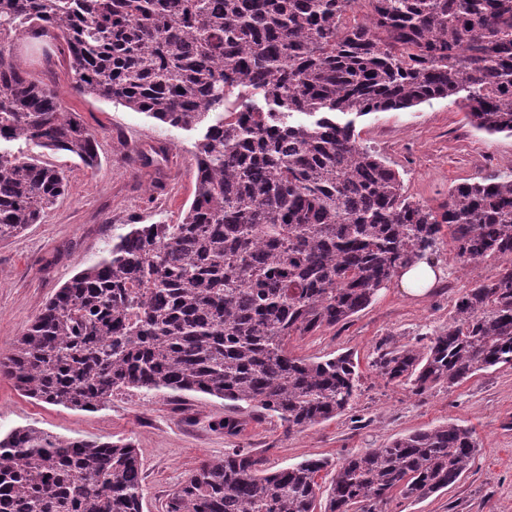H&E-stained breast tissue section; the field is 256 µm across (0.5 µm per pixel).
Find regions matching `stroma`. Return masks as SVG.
<instances>
[{"instance_id": "obj_1", "label": "stroma", "mask_w": 512, "mask_h": 512, "mask_svg": "<svg viewBox=\"0 0 512 512\" xmlns=\"http://www.w3.org/2000/svg\"><path fill=\"white\" fill-rule=\"evenodd\" d=\"M19 55L66 111L96 133L100 163L90 168L66 153H45V161L65 170L68 191L41 223L0 242V359L11 355L55 290L96 260L126 225L175 223L192 201L196 180L187 132L78 93L68 64L55 52L43 56L41 42L20 43ZM355 132L361 145L401 173L407 195L431 205L458 183L512 170V136L476 130L448 98L356 118ZM435 258L448 275L429 295L411 298L392 283L347 324L291 338L288 350L301 358L352 353L360 387L340 416L288 434L279 420H257L243 409L242 429L231 437L222 427L223 400L209 395L168 399L124 392L89 412L37 401L0 377V434L33 426L61 438L133 442L142 463L144 512H165L172 493L203 461L232 448L251 450L272 470L328 458L330 468L316 476L325 489L343 455L455 422L473 428L480 443L472 471L426 500L394 498L389 512H512V429L505 427L512 422V366L423 395L386 382L371 367L379 345L413 344L447 325L459 295L500 269L495 260L460 267L444 244Z\"/></svg>"}]
</instances>
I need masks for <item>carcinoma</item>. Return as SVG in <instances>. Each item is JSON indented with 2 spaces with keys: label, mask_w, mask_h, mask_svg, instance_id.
Returning <instances> with one entry per match:
<instances>
[{
  "label": "carcinoma",
  "mask_w": 512,
  "mask_h": 512,
  "mask_svg": "<svg viewBox=\"0 0 512 512\" xmlns=\"http://www.w3.org/2000/svg\"><path fill=\"white\" fill-rule=\"evenodd\" d=\"M0 0V144L99 163L94 132L32 80L15 47L50 38L81 92L196 130L192 202L175 224H130L46 303L0 360L26 396L93 411L117 392L202 393L285 432L344 413L351 355L289 354L346 324L400 269L434 255L512 259V172L432 206L361 145L349 116L452 98L474 128L512 135V0ZM41 154L0 147V241L66 191ZM512 365V264L456 300L429 344L381 345L371 367L423 395ZM479 453L453 422L337 461L323 512H387L449 489ZM308 459L276 471L239 450L203 462L166 512H316ZM129 442L0 436V512H143Z\"/></svg>",
  "instance_id": "obj_1"
}]
</instances>
